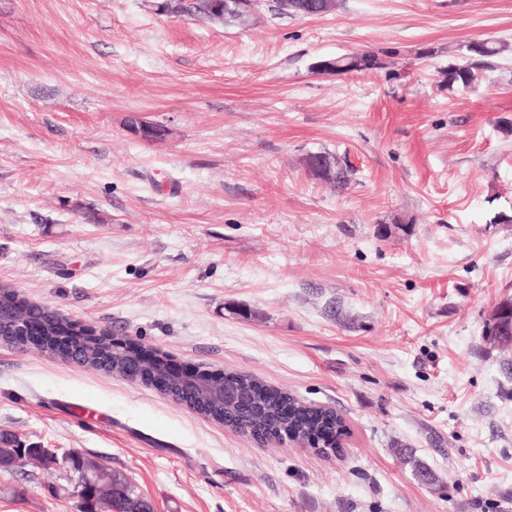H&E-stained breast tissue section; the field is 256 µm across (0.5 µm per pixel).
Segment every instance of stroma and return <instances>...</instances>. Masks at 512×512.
I'll return each mask as SVG.
<instances>
[{
    "label": "stroma",
    "instance_id": "1",
    "mask_svg": "<svg viewBox=\"0 0 512 512\" xmlns=\"http://www.w3.org/2000/svg\"><path fill=\"white\" fill-rule=\"evenodd\" d=\"M154 2L0 0V285L335 408L351 434L336 457L260 447L1 342L0 431L97 456L155 512H512V349L484 334L512 298V0L313 18L263 0L244 27ZM472 40L506 49L477 90L448 88ZM361 49L391 51L387 68H312ZM315 151L351 165L348 190L307 172ZM59 482L0 473V512H75ZM394 451L397 455H399L406 464H410L413 468L415 474L419 477L421 481L428 485H435L437 482L436 475L431 471V469L424 464L422 461L416 459L413 456L412 451H409L408 448L400 446V448H394Z\"/></svg>",
    "mask_w": 512,
    "mask_h": 512
}]
</instances>
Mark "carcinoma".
I'll return each mask as SVG.
<instances>
[{
    "label": "carcinoma",
    "mask_w": 512,
    "mask_h": 512,
    "mask_svg": "<svg viewBox=\"0 0 512 512\" xmlns=\"http://www.w3.org/2000/svg\"><path fill=\"white\" fill-rule=\"evenodd\" d=\"M337 8V0H288L281 12L298 17L328 15ZM164 10L170 15L187 13L207 21L246 25L250 20L224 12V0L186 4V0H165ZM502 47L491 41H472L462 46L461 59L442 71L448 87L474 89L483 79L488 59L498 55ZM387 50H360L327 56L313 63L323 74H352L387 67ZM305 164L313 177L344 190L351 181L350 166L336 155L320 151L310 153ZM41 337L42 347L54 354L71 350L75 362L104 370L125 379L152 385L165 380V393L197 413L250 436L259 443L288 439L304 445L318 455L335 454L349 436V425L342 413L330 407L307 404L285 391L257 378L234 371L221 376L200 372L181 379L174 376L160 357L143 355V348L130 339L109 336V332L77 327L54 310L29 302L15 291L0 286V340L7 342L15 333ZM486 335L494 337L504 349L512 344V313H505L491 323ZM238 389L241 401H220L215 389ZM415 474L428 485L437 482L436 475L405 447L395 449ZM71 472L80 483L72 490L67 485L59 491L78 496L82 506L78 512H154L152 502L121 471L109 470L93 455L74 451L69 459ZM28 468L63 471L55 455L46 448L22 447L16 437L0 432V473L15 474Z\"/></svg>",
    "instance_id": "cac0c4a2"
}]
</instances>
